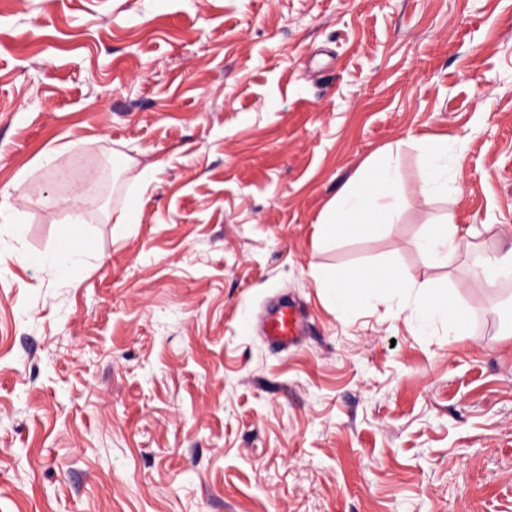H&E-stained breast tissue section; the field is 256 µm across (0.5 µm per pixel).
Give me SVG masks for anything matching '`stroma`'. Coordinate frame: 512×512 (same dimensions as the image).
<instances>
[{
	"instance_id": "obj_1",
	"label": "stroma",
	"mask_w": 512,
	"mask_h": 512,
	"mask_svg": "<svg viewBox=\"0 0 512 512\" xmlns=\"http://www.w3.org/2000/svg\"><path fill=\"white\" fill-rule=\"evenodd\" d=\"M430 136L457 192L422 194ZM387 148L400 223L324 242ZM75 209L91 256L36 264ZM448 213L479 250L434 264ZM510 249L512 0H0V512H512V276L471 286ZM354 263L462 335L386 288L340 312L317 273ZM509 272H512V249L504 255L484 254L472 274L473 288L489 292L496 288L499 278ZM413 303L424 320H444L455 329L463 328L469 317L468 307L449 302L448 294L443 291L429 292L425 297L416 298ZM303 326L301 317L297 314L292 303H283L269 315L265 328L264 338L268 345L288 351L299 345Z\"/></svg>"
}]
</instances>
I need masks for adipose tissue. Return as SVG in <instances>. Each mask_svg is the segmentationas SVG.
<instances>
[{
  "mask_svg": "<svg viewBox=\"0 0 512 512\" xmlns=\"http://www.w3.org/2000/svg\"><path fill=\"white\" fill-rule=\"evenodd\" d=\"M399 197L395 157L390 153L378 155L341 188L319 222L320 232L328 240L347 235L374 238L386 234L393 224L400 221ZM465 244L459 226L448 215L441 222L429 225L419 241V249L425 257L445 262ZM318 286L337 308L347 311L356 302L374 295L377 289L390 288L400 292L406 283L394 270L348 265L321 274ZM414 306L424 320H444L456 329L463 328L469 317L466 305L449 302L447 294L442 291L416 298Z\"/></svg>",
  "mask_w": 512,
  "mask_h": 512,
  "instance_id": "obj_1",
  "label": "adipose tissue"
}]
</instances>
